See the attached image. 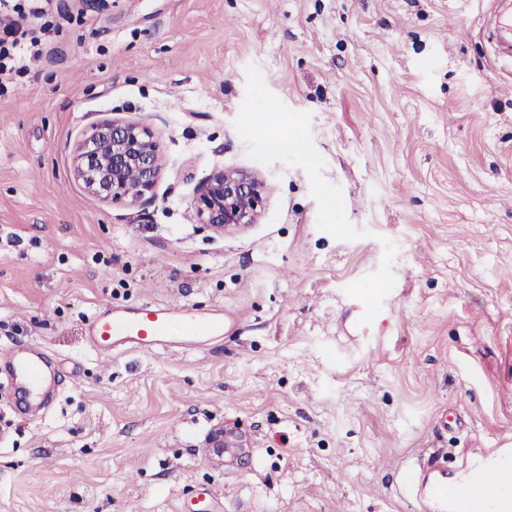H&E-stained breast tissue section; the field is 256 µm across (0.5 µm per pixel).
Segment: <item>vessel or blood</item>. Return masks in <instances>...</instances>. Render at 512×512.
I'll return each mask as SVG.
<instances>
[{"instance_id": "vessel-or-blood-1", "label": "vessel or blood", "mask_w": 512, "mask_h": 512, "mask_svg": "<svg viewBox=\"0 0 512 512\" xmlns=\"http://www.w3.org/2000/svg\"><path fill=\"white\" fill-rule=\"evenodd\" d=\"M223 320L206 317L183 307L145 303L132 311H99L88 330L91 346L102 356L119 349L145 352L175 345H202L219 335ZM8 384L17 387L26 401H39L50 384L41 348L10 350L5 358ZM407 493L430 500L436 512H459L460 507L483 502L486 512H512V448H492L478 464L448 475L433 464L427 475L408 472Z\"/></svg>"}]
</instances>
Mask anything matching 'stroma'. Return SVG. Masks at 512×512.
<instances>
[{"instance_id": "1", "label": "stroma", "mask_w": 512, "mask_h": 512, "mask_svg": "<svg viewBox=\"0 0 512 512\" xmlns=\"http://www.w3.org/2000/svg\"><path fill=\"white\" fill-rule=\"evenodd\" d=\"M497 0H52L74 17L0 96V512H433L402 467L512 445V66ZM150 124L137 204L71 176L104 119ZM296 133L302 147L283 151ZM261 173L257 223L191 201ZM223 316L210 344L106 359L101 306ZM245 451L216 455L218 430ZM266 189L256 171L218 169L206 177L191 206L198 224L216 230L240 228L257 223ZM8 384L17 387L27 402L43 404L42 389L54 381L40 347L12 349L5 358Z\"/></svg>"}]
</instances>
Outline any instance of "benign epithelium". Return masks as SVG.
I'll list each match as a JSON object with an SVG mask.
<instances>
[{"label":"benign epithelium","instance_id":"obj_1","mask_svg":"<svg viewBox=\"0 0 512 512\" xmlns=\"http://www.w3.org/2000/svg\"><path fill=\"white\" fill-rule=\"evenodd\" d=\"M162 174V152L152 126L106 120L93 125L74 150L72 176L102 202L136 204ZM266 183L256 171L218 169L210 173L192 200L198 223L216 230L255 224Z\"/></svg>","mask_w":512,"mask_h":512}]
</instances>
